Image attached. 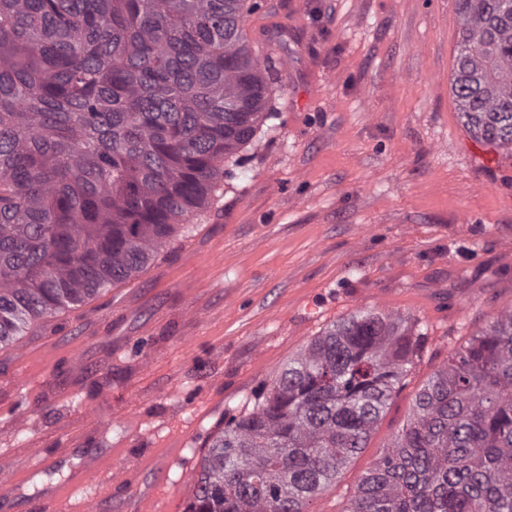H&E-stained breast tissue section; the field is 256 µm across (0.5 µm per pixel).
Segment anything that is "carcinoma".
<instances>
[{
	"mask_svg": "<svg viewBox=\"0 0 512 512\" xmlns=\"http://www.w3.org/2000/svg\"><path fill=\"white\" fill-rule=\"evenodd\" d=\"M464 126L512 146V0H456ZM258 0H0V347L191 224L270 118ZM425 336L363 311L231 415L185 512H308L363 447ZM347 512H512V310L418 392Z\"/></svg>",
	"mask_w": 512,
	"mask_h": 512,
	"instance_id": "1",
	"label": "carcinoma"
}]
</instances>
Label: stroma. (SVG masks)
<instances>
[{"mask_svg": "<svg viewBox=\"0 0 512 512\" xmlns=\"http://www.w3.org/2000/svg\"><path fill=\"white\" fill-rule=\"evenodd\" d=\"M262 4L245 28L282 79L233 177L136 276L0 349V457L41 469L14 512H42L81 449L114 443L124 466L169 467L184 512L227 414L250 412L330 324L389 312L427 341L311 505L345 512L419 389L512 310V148L459 120L455 0Z\"/></svg>", "mask_w": 512, "mask_h": 512, "instance_id": "obj_1", "label": "stroma"}]
</instances>
